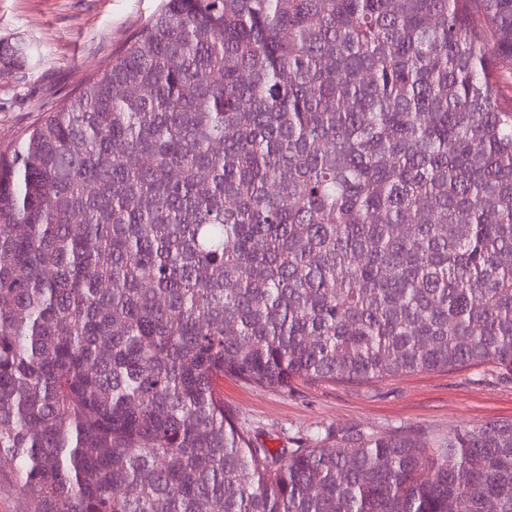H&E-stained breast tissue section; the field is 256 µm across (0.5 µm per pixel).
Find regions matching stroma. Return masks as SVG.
I'll return each mask as SVG.
<instances>
[{
	"label": "stroma",
	"mask_w": 512,
	"mask_h": 512,
	"mask_svg": "<svg viewBox=\"0 0 512 512\" xmlns=\"http://www.w3.org/2000/svg\"><path fill=\"white\" fill-rule=\"evenodd\" d=\"M162 0H0V40L40 54L0 65V151L103 71ZM224 406L253 439L298 448L323 434L445 437L463 426L512 420V376L483 366L414 372L367 384L299 381L285 391L224 380Z\"/></svg>",
	"instance_id": "1"
}]
</instances>
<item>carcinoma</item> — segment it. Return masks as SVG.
<instances>
[{"label": "carcinoma", "instance_id": "cac0c4a2", "mask_svg": "<svg viewBox=\"0 0 512 512\" xmlns=\"http://www.w3.org/2000/svg\"><path fill=\"white\" fill-rule=\"evenodd\" d=\"M0 43V62L31 55ZM512 0H164L0 152V467L38 512H512V420L268 448L286 390L512 374Z\"/></svg>", "mask_w": 512, "mask_h": 512}]
</instances>
